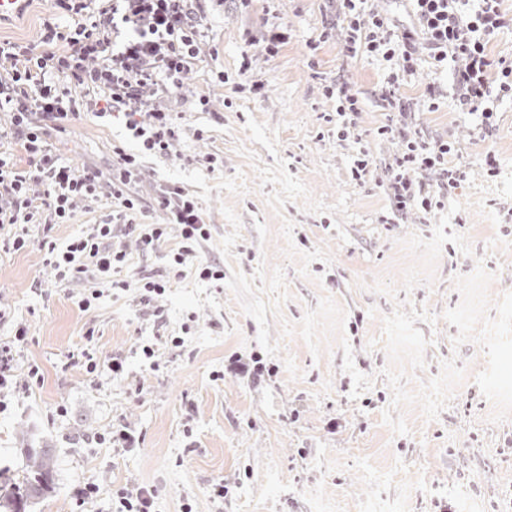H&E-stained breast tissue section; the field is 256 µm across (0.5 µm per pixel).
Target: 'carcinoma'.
Returning <instances> with one entry per match:
<instances>
[{"mask_svg": "<svg viewBox=\"0 0 512 512\" xmlns=\"http://www.w3.org/2000/svg\"><path fill=\"white\" fill-rule=\"evenodd\" d=\"M26 465L22 473L6 480L0 473V509L27 512L53 490L55 460L48 445L24 449Z\"/></svg>", "mask_w": 512, "mask_h": 512, "instance_id": "cac0c4a2", "label": "carcinoma"}]
</instances>
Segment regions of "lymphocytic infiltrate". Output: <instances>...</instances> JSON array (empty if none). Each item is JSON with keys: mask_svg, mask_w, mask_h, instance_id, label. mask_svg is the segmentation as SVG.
<instances>
[{"mask_svg": "<svg viewBox=\"0 0 512 512\" xmlns=\"http://www.w3.org/2000/svg\"><path fill=\"white\" fill-rule=\"evenodd\" d=\"M205 2L51 0L39 44L0 41V111L12 114L0 136L26 157L21 165L0 155V196L14 203L11 210L0 209V224L10 228L0 250L26 247L39 212L65 224L75 199L93 203L104 191L113 201L107 221L88 225L65 247L49 245L45 263L58 280L96 277L112 289L127 290V281L119 277L126 255L108 245L118 226L137 235L145 250L176 234L180 246L173 261L178 265L209 238L198 200L180 187L160 185L147 203L132 193L140 175L138 154L113 146L112 172L106 177L92 166L75 168L50 145L86 117L118 116L145 150L167 154L179 135L181 115L163 107L160 98L196 96L185 78L201 62L200 43L209 29ZM368 2L336 0V16L350 31L341 53L352 57L362 52L387 63L388 81L379 94L387 121L377 133L403 144L387 165L391 208L399 215L416 204L428 212L442 206L464 173L448 163L452 145L428 139L418 127L399 86L422 60L438 69L464 60V68L455 73L459 105L472 117L476 138H492L498 126L496 103L512 98V57H491L488 46L512 29V16L500 10L499 0H406L412 22L401 27ZM431 169L440 176L434 187L416 178L417 172ZM32 180L45 186L41 200L28 195ZM149 208L165 213L166 223L138 222V214Z\"/></svg>", "mask_w": 512, "mask_h": 512, "instance_id": "obj_1", "label": "lymphocytic infiltrate"}]
</instances>
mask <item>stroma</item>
<instances>
[{
  "instance_id": "35a3bbf8",
  "label": "stroma",
  "mask_w": 512,
  "mask_h": 512,
  "mask_svg": "<svg viewBox=\"0 0 512 512\" xmlns=\"http://www.w3.org/2000/svg\"><path fill=\"white\" fill-rule=\"evenodd\" d=\"M48 5L27 0L1 18L0 39L38 40ZM271 8L290 33L274 56ZM210 24L188 77L207 103L168 98L182 133L169 155L146 157L140 182L146 194L168 180L198 197L210 236L194 256L175 267L174 238L145 252L117 233L110 245L128 255L130 288L81 310L94 280H57L46 245L103 222L105 196L77 205L70 223L33 226L26 250L0 252V337L26 326L20 358L44 375L6 398L0 470L21 472L25 440L54 448L55 488L32 512H110L113 489L144 484L157 512H512V100L499 102L497 136L483 143L459 113L451 74L424 68L400 85L427 134L456 143L466 178L444 209L395 220L384 161L401 145L378 137L375 97L390 70L341 56L347 31L331 0H227ZM339 75L361 108L344 140L325 95ZM249 79L263 88L240 91ZM435 80L442 97L428 112ZM124 139L122 127L90 118L58 148L107 174ZM362 149L373 164L355 181ZM207 154L222 166L206 171ZM205 262L223 268L222 281L199 279ZM146 277L169 283L148 305L137 290ZM178 335L182 347L142 356V345ZM86 351L100 363L122 357L124 379L87 374ZM233 355L262 357L270 375L230 371ZM115 427L138 447L95 442ZM89 481L100 488L93 507L77 495ZM220 481L230 492L216 500Z\"/></svg>"
}]
</instances>
